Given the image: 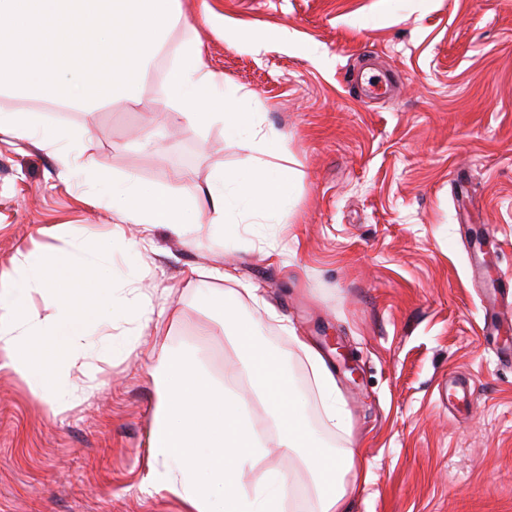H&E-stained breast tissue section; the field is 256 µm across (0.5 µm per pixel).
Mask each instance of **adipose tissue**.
<instances>
[{"instance_id":"adipose-tissue-1","label":"adipose tissue","mask_w":512,"mask_h":512,"mask_svg":"<svg viewBox=\"0 0 512 512\" xmlns=\"http://www.w3.org/2000/svg\"><path fill=\"white\" fill-rule=\"evenodd\" d=\"M166 100L178 104L190 123L204 126L223 123L225 140L242 153L238 168L222 172L208 189L210 221L214 224H253L265 215L278 223L288 221L285 201L292 180L289 167L263 161V154L288 155L287 141L263 131L256 113L246 111L241 99L226 95L214 73L208 70L200 40L182 43L164 88ZM0 136L37 140L54 148L64 168L92 154L95 141L88 129L61 132L34 123L28 113L0 111ZM95 198L108 199L112 212L124 225H141L145 236L126 238L123 229L105 238L79 241L71 251L57 252L40 246L18 251L10 271L0 272V369L17 373L35 394L44 392V346L60 353L61 376L74 366L72 348L86 337L108 336L116 321L146 317L150 304L136 281L119 280L123 297L105 294L101 307L90 311L71 308L48 280L50 267L87 268L105 281L117 280L113 257L126 267L141 261L155 226L169 228L185 243H192L201 226V210L195 195L167 193L142 184L137 178L99 180ZM45 297L49 314L30 305L32 294ZM204 302L218 309L230 329L239 354V375L250 387L242 394L234 378L215 382L197 358L161 348L152 353L150 375L158 392L155 424L150 448L155 463L154 481L178 496L188 512H282L293 487L281 472L266 474L250 482L247 471L262 449L276 448L283 455L299 454L313 476L312 512H348L343 481L350 471H363L366 463L357 448L335 452L324 448L303 414L284 356L301 355L315 381L327 431L342 435L346 420L333 375L321 355L304 338L292 336L291 345L278 351L259 339L260 321L240 315L229 293L204 294ZM257 397L269 409L273 432L259 433L249 415V399Z\"/></svg>"}]
</instances>
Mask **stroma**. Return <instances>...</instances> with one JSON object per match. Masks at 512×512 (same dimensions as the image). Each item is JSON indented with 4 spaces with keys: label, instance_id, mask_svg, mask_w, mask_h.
<instances>
[{
    "label": "stroma",
    "instance_id": "1",
    "mask_svg": "<svg viewBox=\"0 0 512 512\" xmlns=\"http://www.w3.org/2000/svg\"><path fill=\"white\" fill-rule=\"evenodd\" d=\"M183 21L141 72L138 102L86 112L0 92V110L98 148L79 174L51 150L0 139V271L33 243L66 249L117 218L88 202L97 173L133 175L207 204L215 173L241 153L224 127L189 125L162 89L180 45L199 37L211 70L250 94L265 131L288 142L287 223L202 227L193 245L152 231L134 269L154 309L113 328L112 348L76 353L74 396L45 401L0 370V512H184L151 477L157 393L147 354L199 356L217 381L238 364L201 302L221 282L189 268L233 267L276 311L261 334L289 333L325 358L347 435L323 426L307 363L289 362L326 448L359 445L367 475L349 512H512V0H178ZM233 37H225V30ZM390 90L365 93L362 74ZM155 144L145 147L144 135ZM133 345L131 354L123 346ZM289 473L285 512H309L312 477L270 449L252 478Z\"/></svg>",
    "mask_w": 512,
    "mask_h": 512
}]
</instances>
